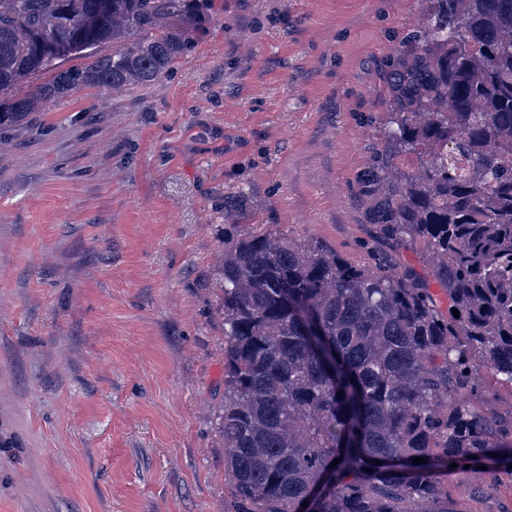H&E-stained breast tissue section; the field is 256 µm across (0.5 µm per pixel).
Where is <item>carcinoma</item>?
<instances>
[{"label": "carcinoma", "mask_w": 512, "mask_h": 512, "mask_svg": "<svg viewBox=\"0 0 512 512\" xmlns=\"http://www.w3.org/2000/svg\"><path fill=\"white\" fill-rule=\"evenodd\" d=\"M213 2L0 0V126L158 80ZM422 2L359 178L390 250L364 265L317 240L224 238L226 512H461L451 464L512 477V409L481 408L489 376L512 394V0ZM417 243L426 277L397 258Z\"/></svg>", "instance_id": "carcinoma-1"}]
</instances>
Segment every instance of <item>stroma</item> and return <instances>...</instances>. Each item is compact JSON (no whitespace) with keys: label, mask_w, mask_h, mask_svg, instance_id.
I'll return each instance as SVG.
<instances>
[{"label":"stroma","mask_w":512,"mask_h":512,"mask_svg":"<svg viewBox=\"0 0 512 512\" xmlns=\"http://www.w3.org/2000/svg\"><path fill=\"white\" fill-rule=\"evenodd\" d=\"M422 9L218 0L165 77L0 130V512H224V233L374 246L380 62ZM448 486L512 512V478Z\"/></svg>","instance_id":"stroma-1"}]
</instances>
